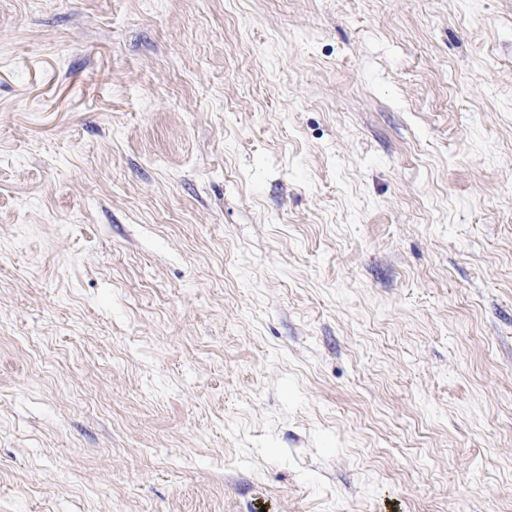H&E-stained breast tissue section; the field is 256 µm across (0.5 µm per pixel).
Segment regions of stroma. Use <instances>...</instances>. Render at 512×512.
<instances>
[{
	"mask_svg": "<svg viewBox=\"0 0 512 512\" xmlns=\"http://www.w3.org/2000/svg\"><path fill=\"white\" fill-rule=\"evenodd\" d=\"M0 512H512V0H0Z\"/></svg>",
	"mask_w": 512,
	"mask_h": 512,
	"instance_id": "obj_1",
	"label": "stroma"
}]
</instances>
